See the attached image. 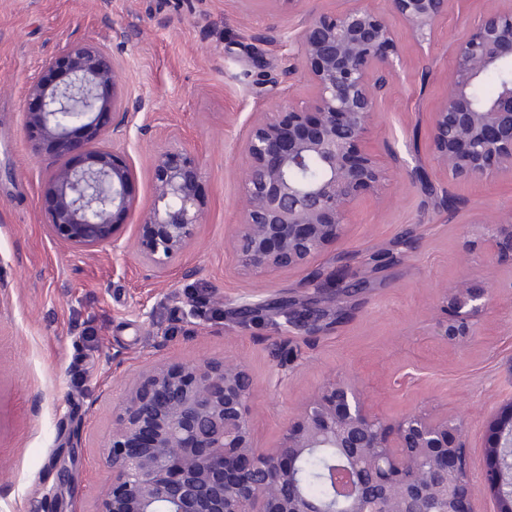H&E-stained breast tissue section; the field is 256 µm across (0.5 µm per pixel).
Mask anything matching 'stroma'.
I'll return each instance as SVG.
<instances>
[{
    "label": "stroma",
    "instance_id": "obj_1",
    "mask_svg": "<svg viewBox=\"0 0 512 512\" xmlns=\"http://www.w3.org/2000/svg\"><path fill=\"white\" fill-rule=\"evenodd\" d=\"M490 3L451 0L427 49L398 30L403 67L370 133L389 164L386 190L362 202L341 244L256 279L226 246L238 221L240 144L255 113L304 92L283 77L281 46L264 37L294 35L309 14L345 0H281L274 9L266 0H0V512H43L65 464L72 482L61 512H101L112 484L106 445L127 389L149 367L204 359L245 363L264 447L305 397L346 376L362 380L380 413L466 416L472 469L485 468L489 417L512 398V259L490 255L483 224L512 213V184L449 181L429 162V121L457 42ZM91 40L118 62L128 103L118 148L136 197L123 240L134 241L154 203L158 151L185 145L204 170L205 221L162 273L133 250L116 260L106 247L63 245L43 222L53 160L35 154L24 133L25 89L64 46ZM420 161L455 208L434 210L426 184L407 181L406 166ZM406 230L411 249L385 286L317 336L242 330L209 315L191 329L173 301L191 288L224 309L295 294L314 270L356 269ZM463 280L495 288V299L475 336L448 343L433 334L436 304Z\"/></svg>",
    "mask_w": 512,
    "mask_h": 512
}]
</instances>
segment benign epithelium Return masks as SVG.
<instances>
[{"label":"benign epithelium","instance_id":"benign-epithelium-1","mask_svg":"<svg viewBox=\"0 0 512 512\" xmlns=\"http://www.w3.org/2000/svg\"><path fill=\"white\" fill-rule=\"evenodd\" d=\"M347 2L301 22L282 74L307 91L257 113L241 146L239 221L228 246L255 278L307 264L340 242L361 199L385 189L386 164L366 140L402 66L389 17L422 46L434 38L449 0H385L381 9ZM494 67L512 69V7L473 19L448 70L447 93L430 113L431 161L452 180L512 183V78L488 103L473 96L476 81ZM119 84L108 50L72 43L41 66L23 100L34 151L54 160L44 223L67 246L110 247L117 259L127 252L117 229L134 204L132 171L107 144L126 137ZM312 162L315 177L305 175ZM202 175L184 146L154 157V204L140 215L136 247L159 271L183 255L204 223ZM487 235L491 246L512 253V214L487 223ZM363 265L362 273L317 272L300 295L240 304L233 322L315 335L380 287L384 265L368 257ZM492 295L465 281L444 290L435 335L465 340ZM178 303L183 321L196 325L199 304L190 297ZM254 391L246 366L233 360L144 371L112 424V487L103 512H338V502L346 512H411L414 502L429 504L426 512H482L477 482L496 512H512V491L505 490L512 485V399L490 417L487 466L477 478L465 419L422 411L384 417L363 386L344 378L326 380L297 406L278 443L261 449L251 422ZM322 448L339 450L342 462L324 473L333 497L315 504L301 492L300 464Z\"/></svg>","mask_w":512,"mask_h":512}]
</instances>
